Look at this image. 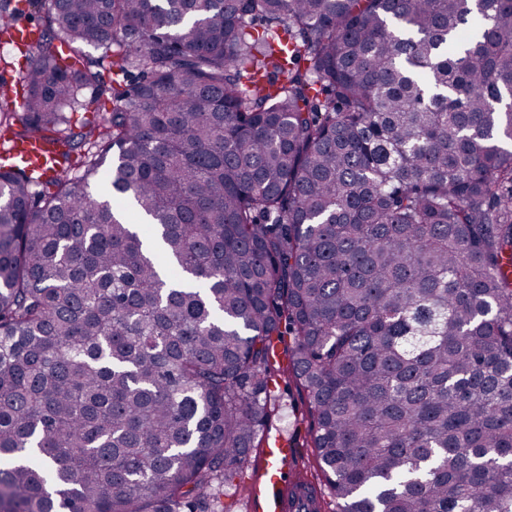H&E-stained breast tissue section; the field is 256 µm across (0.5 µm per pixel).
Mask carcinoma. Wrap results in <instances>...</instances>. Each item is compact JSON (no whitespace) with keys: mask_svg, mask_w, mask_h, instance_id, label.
<instances>
[{"mask_svg":"<svg viewBox=\"0 0 512 512\" xmlns=\"http://www.w3.org/2000/svg\"><path fill=\"white\" fill-rule=\"evenodd\" d=\"M46 4L0 84V147L59 148L0 164V512H223L286 335L339 512H512V0ZM14 53L11 47L5 46L2 49L0 45V82L3 81L9 85H16L22 72L36 63V58L33 56H28L26 61L21 62L22 59L19 61ZM83 99L86 103L93 101L87 109L77 108L71 111L69 108L65 109L68 116L71 117L72 128L75 132H79L80 127L84 126L86 122L93 121L96 117V112L105 113L110 112L111 104V93L107 88H85L82 91ZM15 163L38 167L41 170L49 169L53 165V154L38 141L21 140L15 142L7 154Z\"/></svg>","mask_w":512,"mask_h":512,"instance_id":"carcinoma-1","label":"carcinoma"}]
</instances>
